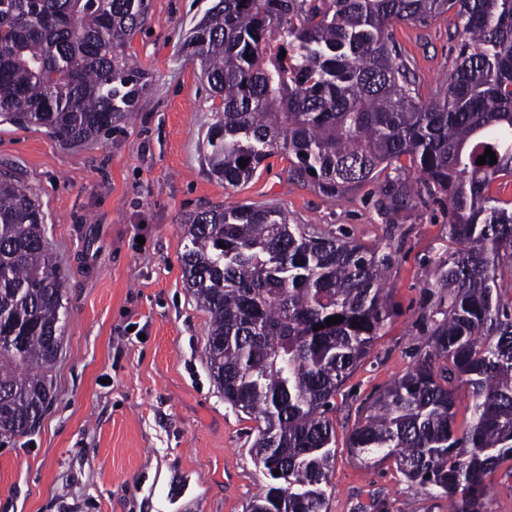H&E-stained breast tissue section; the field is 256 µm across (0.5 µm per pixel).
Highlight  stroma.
Segmentation results:
<instances>
[{
	"mask_svg": "<svg viewBox=\"0 0 512 512\" xmlns=\"http://www.w3.org/2000/svg\"><path fill=\"white\" fill-rule=\"evenodd\" d=\"M214 0H150L125 51L148 74L131 121L66 146L45 128L0 123V170L14 169L45 216L67 319L36 429L0 448V512H246L268 483L251 452L256 423L224 401L204 356L209 316L184 282V219L210 207L273 203L304 224L390 256L382 336L328 413L338 448L327 512H448L393 462L365 467L344 446L363 406L423 357L425 270L448 248V201L421 195L386 212L377 183L331 198L268 157L231 187L205 163L222 100L182 44ZM453 14L398 24L393 38L421 93L458 55Z\"/></svg>",
	"mask_w": 512,
	"mask_h": 512,
	"instance_id": "obj_1",
	"label": "stroma"
}]
</instances>
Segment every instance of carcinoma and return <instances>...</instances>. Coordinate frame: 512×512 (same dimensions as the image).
Here are the masks:
<instances>
[{
  "label": "carcinoma",
  "mask_w": 512,
  "mask_h": 512,
  "mask_svg": "<svg viewBox=\"0 0 512 512\" xmlns=\"http://www.w3.org/2000/svg\"><path fill=\"white\" fill-rule=\"evenodd\" d=\"M148 10V0H5L0 122L78 144L130 118L147 74L124 47ZM450 11L459 53L424 97L392 28ZM183 48L222 99L206 143L224 184L280 152L293 178L336 197L405 157L427 194L448 198V252L425 282L428 351L363 409L346 448L366 467L393 461L449 512H487L486 478L512 462V201L490 193L512 178V0H217ZM488 148L496 164H477ZM418 195L398 178L386 207ZM42 224L27 188L1 172L0 448L52 403L66 307ZM185 224V286L210 316L207 363L224 402L256 422L252 452L269 479L248 512H327L336 430L326 412L390 317L389 254L310 233L270 206L214 207ZM334 316L344 320L327 325Z\"/></svg>",
  "instance_id": "carcinoma-1"
}]
</instances>
